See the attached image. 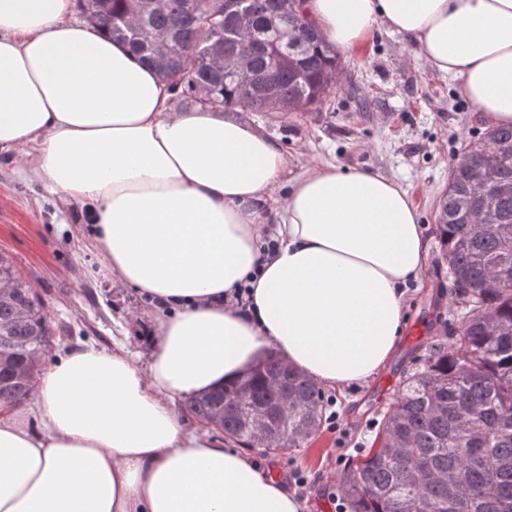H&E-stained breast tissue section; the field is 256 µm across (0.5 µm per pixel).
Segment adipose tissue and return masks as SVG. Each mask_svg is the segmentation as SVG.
Listing matches in <instances>:
<instances>
[{
  "label": "adipose tissue",
  "mask_w": 512,
  "mask_h": 512,
  "mask_svg": "<svg viewBox=\"0 0 512 512\" xmlns=\"http://www.w3.org/2000/svg\"><path fill=\"white\" fill-rule=\"evenodd\" d=\"M302 7L341 50L379 26L404 35L490 125L512 124V0ZM72 10L0 0V152L34 147L49 193L92 204L91 244L149 300L153 347L145 363L73 351L40 379L36 428L0 418V512H304L245 449L186 428L176 402L268 353L330 390L376 374L397 350L403 290L427 271L419 214L383 175H293L237 116L172 111L156 71Z\"/></svg>",
  "instance_id": "obj_1"
}]
</instances>
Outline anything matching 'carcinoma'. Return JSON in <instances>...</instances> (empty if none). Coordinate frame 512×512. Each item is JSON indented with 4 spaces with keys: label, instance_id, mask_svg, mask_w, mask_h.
I'll return each instance as SVG.
<instances>
[{
    "label": "carcinoma",
    "instance_id": "carcinoma-1",
    "mask_svg": "<svg viewBox=\"0 0 512 512\" xmlns=\"http://www.w3.org/2000/svg\"><path fill=\"white\" fill-rule=\"evenodd\" d=\"M86 18L112 40L158 68L165 55L170 91L188 107L273 112L285 117L321 105L336 88L339 59L305 17L288 9L302 48L275 66L283 0H79ZM253 26L247 30L240 16ZM219 44L232 66L250 45V80L207 63ZM512 148V125L489 127L454 162L436 220L461 322L448 345L419 359L376 434L339 480L350 512H512V153L486 163L497 146ZM485 179L508 188L484 224L472 192ZM0 403L26 400L53 330L38 294L0 254ZM324 397L303 372L267 359L237 384L197 395L184 409L199 420L224 413V434L243 447L278 453L302 447L323 421Z\"/></svg>",
    "mask_w": 512,
    "mask_h": 512
}]
</instances>
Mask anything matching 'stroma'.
Here are the masks:
<instances>
[{"instance_id":"1","label":"stroma","mask_w":512,"mask_h":512,"mask_svg":"<svg viewBox=\"0 0 512 512\" xmlns=\"http://www.w3.org/2000/svg\"><path fill=\"white\" fill-rule=\"evenodd\" d=\"M340 80L310 112L274 118L239 111L292 161L293 172L333 164L380 172L409 193L425 228L428 271L404 299V327L394 359L372 381L334 395L336 424H323L302 448L257 454L272 476L306 501V512H342L337 484L346 458L379 428L399 386L458 326L447 265L435 234L454 160L486 128L458 97L453 79L432 73L416 46L377 27L357 52L341 53ZM33 151L0 153V253L9 256L42 298L56 332L43 364L75 348L126 344L148 358L150 305L109 277L87 241L89 207L48 194L27 170Z\"/></svg>"}]
</instances>
